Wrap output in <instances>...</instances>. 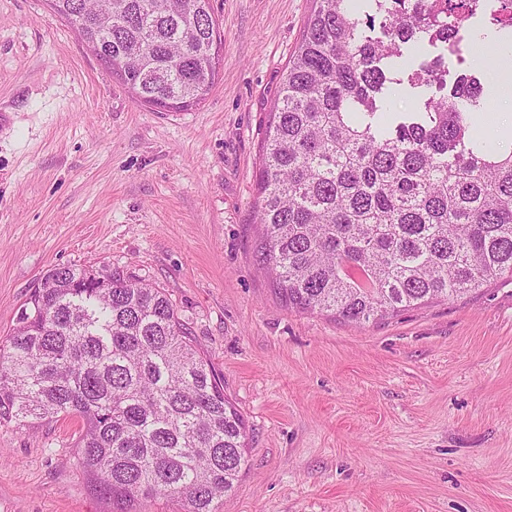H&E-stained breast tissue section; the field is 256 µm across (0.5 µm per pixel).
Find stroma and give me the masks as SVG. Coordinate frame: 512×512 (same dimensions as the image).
Here are the masks:
<instances>
[{
    "instance_id": "stroma-1",
    "label": "stroma",
    "mask_w": 512,
    "mask_h": 512,
    "mask_svg": "<svg viewBox=\"0 0 512 512\" xmlns=\"http://www.w3.org/2000/svg\"><path fill=\"white\" fill-rule=\"evenodd\" d=\"M224 65L137 104L47 4L0 0V339L52 268L163 288L247 420L219 512H512V280L374 323L288 308L255 251L256 171L313 0H211ZM77 430L0 424V512H109Z\"/></svg>"
}]
</instances>
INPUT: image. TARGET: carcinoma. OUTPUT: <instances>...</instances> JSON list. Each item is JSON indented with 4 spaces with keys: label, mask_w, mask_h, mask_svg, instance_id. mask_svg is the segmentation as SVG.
<instances>
[{
    "label": "carcinoma",
    "mask_w": 512,
    "mask_h": 512,
    "mask_svg": "<svg viewBox=\"0 0 512 512\" xmlns=\"http://www.w3.org/2000/svg\"><path fill=\"white\" fill-rule=\"evenodd\" d=\"M135 99L199 106L219 73L211 0H49ZM260 157L259 263L288 305L352 323L512 279V144L478 135L481 78L448 52L472 0H314ZM379 20L381 36L367 34ZM493 28L512 30V0ZM406 84L430 94L383 111ZM74 418L75 465L125 512H217L246 420L165 291L110 265L51 269L0 340V423Z\"/></svg>",
    "instance_id": "carcinoma-1"
}]
</instances>
